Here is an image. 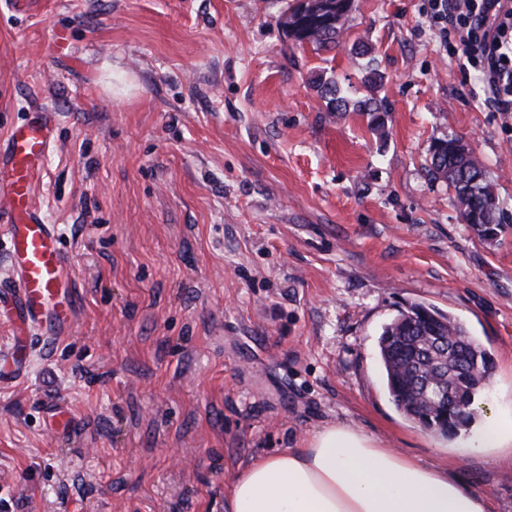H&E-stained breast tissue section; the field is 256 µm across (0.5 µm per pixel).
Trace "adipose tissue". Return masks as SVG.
Returning <instances> with one entry per match:
<instances>
[{
  "mask_svg": "<svg viewBox=\"0 0 512 512\" xmlns=\"http://www.w3.org/2000/svg\"><path fill=\"white\" fill-rule=\"evenodd\" d=\"M227 512H493L456 474L386 448L347 425L302 448L251 459L227 492Z\"/></svg>",
  "mask_w": 512,
  "mask_h": 512,
  "instance_id": "adipose-tissue-1",
  "label": "adipose tissue"
}]
</instances>
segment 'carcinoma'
Wrapping results in <instances>:
<instances>
[{"label": "carcinoma", "instance_id": "1", "mask_svg": "<svg viewBox=\"0 0 512 512\" xmlns=\"http://www.w3.org/2000/svg\"><path fill=\"white\" fill-rule=\"evenodd\" d=\"M352 8L353 0H293L283 26L297 42L331 50ZM317 86L331 111L365 112L372 129L384 131L383 101L353 100L333 79L320 77ZM430 160L432 173L454 190L462 223L480 239H497L506 217L473 149L450 137L431 146ZM377 345L389 397L400 412L445 437L457 436L470 423L493 362L463 322L431 305L412 303L382 327Z\"/></svg>", "mask_w": 512, "mask_h": 512}]
</instances>
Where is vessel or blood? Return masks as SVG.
Segmentation results:
<instances>
[{"label":"vessel or blood","mask_w":512,"mask_h":512,"mask_svg":"<svg viewBox=\"0 0 512 512\" xmlns=\"http://www.w3.org/2000/svg\"><path fill=\"white\" fill-rule=\"evenodd\" d=\"M52 139L47 113L35 112L12 129L0 149V198L13 261L10 300L16 318L45 336L59 334L72 313L65 286L70 263L54 225L45 222L30 200L34 175Z\"/></svg>","instance_id":"1"}]
</instances>
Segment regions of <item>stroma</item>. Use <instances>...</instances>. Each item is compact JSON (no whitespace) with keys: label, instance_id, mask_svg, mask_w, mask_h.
<instances>
[{"label":"stroma","instance_id":"stroma-1","mask_svg":"<svg viewBox=\"0 0 512 512\" xmlns=\"http://www.w3.org/2000/svg\"><path fill=\"white\" fill-rule=\"evenodd\" d=\"M288 3L0 0V143L52 113L31 200L76 299L48 338L0 297V512H225L247 461L331 424L512 512V459L476 446L482 414L512 409V226L479 240L429 156L463 138L511 217L512 112L487 108L427 0H355L331 51L287 34ZM371 66L381 134L314 82L359 98ZM415 302L494 360L453 439L386 389L377 339Z\"/></svg>","mask_w":512,"mask_h":512}]
</instances>
